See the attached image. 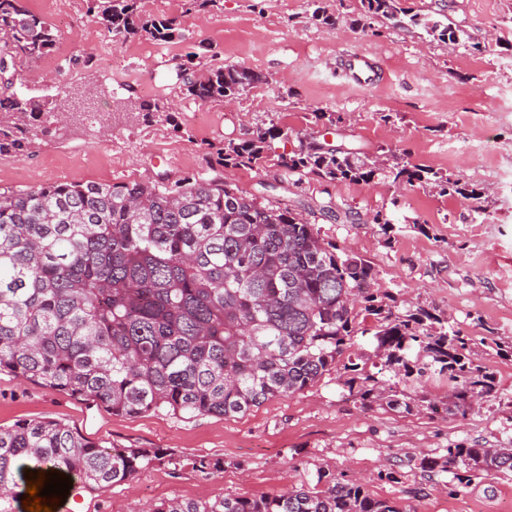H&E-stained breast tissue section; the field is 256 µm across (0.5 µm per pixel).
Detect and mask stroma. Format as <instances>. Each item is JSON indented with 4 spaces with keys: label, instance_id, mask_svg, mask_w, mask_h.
Masks as SVG:
<instances>
[{
    "label": "stroma",
    "instance_id": "obj_1",
    "mask_svg": "<svg viewBox=\"0 0 512 512\" xmlns=\"http://www.w3.org/2000/svg\"><path fill=\"white\" fill-rule=\"evenodd\" d=\"M23 4L58 33L54 50L23 68L31 95H59L66 112L93 91L97 118L48 125L30 154L0 156V187L176 180L208 171L226 138L273 124L288 132L273 140V153H289L317 134L315 111L340 115L334 144L369 156L408 153L412 163L484 190V213L430 185L399 191L380 176L325 183L285 176L269 162L227 166L221 178L311 219L324 239L369 260L399 301L447 313L471 336L498 391L466 415L446 417L422 407L362 406L330 375L234 417H125L1 370L0 426L49 418L108 448L158 453L132 480L85 493L83 512H141L163 500L218 494L275 496L315 486L323 471L359 482L403 512H512V472L461 482L423 468L452 448H512V0H401L411 12L457 26L469 41L489 43L480 55L419 28L363 18L358 0H220L207 12L187 10L185 0H141L145 14L180 22V37L162 44L114 36L82 0ZM326 15L335 25L323 23ZM355 52L385 69L381 84L348 83L343 61ZM216 59L261 80L231 104L182 95L180 66ZM129 99L173 101L175 124L127 118ZM328 197L342 220L315 214L316 201ZM378 214L391 220V232L374 223ZM201 457L220 468L201 474L191 465Z\"/></svg>",
    "mask_w": 512,
    "mask_h": 512
}]
</instances>
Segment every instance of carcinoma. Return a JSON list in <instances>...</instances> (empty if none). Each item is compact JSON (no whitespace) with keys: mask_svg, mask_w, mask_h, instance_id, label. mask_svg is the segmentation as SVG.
<instances>
[{"mask_svg":"<svg viewBox=\"0 0 512 512\" xmlns=\"http://www.w3.org/2000/svg\"><path fill=\"white\" fill-rule=\"evenodd\" d=\"M87 13L118 37L167 41L175 17L146 18L140 0H85ZM364 16L427 25L400 0H360ZM57 34L23 0H0V155L34 148L44 124L61 121L56 102L27 95L17 66L54 46ZM183 91L202 102L237 98L261 77L234 64L180 71ZM134 118L165 113V103H130ZM280 129L256 128L217 148L220 164L255 167L269 157ZM287 175L326 182L383 176L397 188L426 183L470 198L448 174L405 156L367 157L309 142L277 155ZM377 287L360 254L325 241L288 208L264 204L217 177L174 182L49 183L0 187V370L112 413L165 411L176 418L228 417L317 384L331 372L350 377L348 396L411 411L398 385L448 381L435 413H465L496 390L494 375L473 357L469 339L448 316L423 306L402 311ZM371 352H346L357 335ZM156 456L142 448H106L51 419L0 428V512H15L22 474L68 475L88 492L137 476ZM491 476L512 471V449L450 448L443 463ZM323 487L272 497L170 499L148 512H401L353 481L318 475Z\"/></svg>","mask_w":512,"mask_h":512,"instance_id":"cac0c4a2","label":"carcinoma"}]
</instances>
